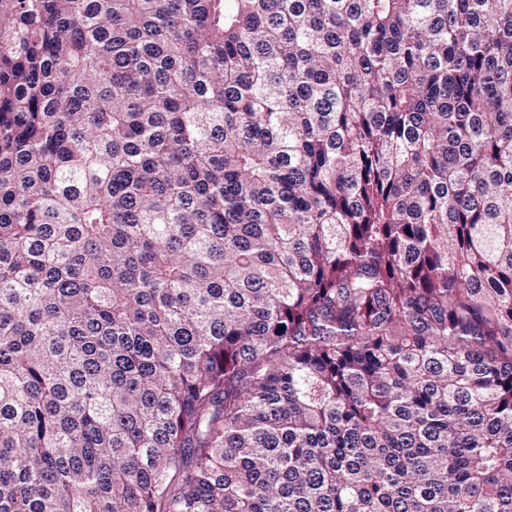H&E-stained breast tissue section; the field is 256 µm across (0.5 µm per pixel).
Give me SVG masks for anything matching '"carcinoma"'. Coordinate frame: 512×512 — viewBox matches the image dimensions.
I'll return each instance as SVG.
<instances>
[{
  "label": "carcinoma",
  "mask_w": 512,
  "mask_h": 512,
  "mask_svg": "<svg viewBox=\"0 0 512 512\" xmlns=\"http://www.w3.org/2000/svg\"><path fill=\"white\" fill-rule=\"evenodd\" d=\"M0 512H512V0H0Z\"/></svg>",
  "instance_id": "cac0c4a2"
}]
</instances>
